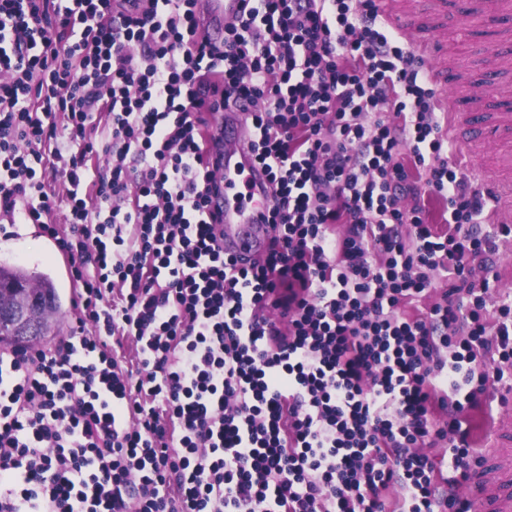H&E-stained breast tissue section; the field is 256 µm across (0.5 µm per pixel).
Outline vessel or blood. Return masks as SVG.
<instances>
[{"label":"vessel or blood","instance_id":"1","mask_svg":"<svg viewBox=\"0 0 512 512\" xmlns=\"http://www.w3.org/2000/svg\"><path fill=\"white\" fill-rule=\"evenodd\" d=\"M384 24L404 34L415 24L416 10L406 8L404 0H380ZM512 15V0H466L468 16L485 18L488 9ZM243 9L242 0H202L204 24L214 37H222L226 23ZM416 53L437 62L433 75L448 86L451 95L444 103L448 114V139L466 149L474 143L493 142L498 148L493 168L472 165L479 184L489 189L503 223H512V27L498 26L487 47L495 58L501 79L498 83L499 109L483 111L472 107L462 70L443 55L437 37L420 40ZM219 139L217 183L220 191L213 205L222 207L220 226L224 253L228 256L263 258L272 226L267 219L272 206L266 177L250 149V126L243 113L218 112L212 118ZM476 512H512V433L498 432L496 441L482 455L466 484Z\"/></svg>","mask_w":512,"mask_h":512}]
</instances>
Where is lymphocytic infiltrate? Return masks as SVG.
<instances>
[{"label": "lymphocytic infiltrate", "instance_id": "lymphocytic-infiltrate-1", "mask_svg": "<svg viewBox=\"0 0 512 512\" xmlns=\"http://www.w3.org/2000/svg\"><path fill=\"white\" fill-rule=\"evenodd\" d=\"M249 3L213 45L195 0H0V218L75 292L0 349V512H470L464 412L512 384L493 199L376 0ZM227 108L274 187L252 263L208 211Z\"/></svg>", "mask_w": 512, "mask_h": 512}]
</instances>
